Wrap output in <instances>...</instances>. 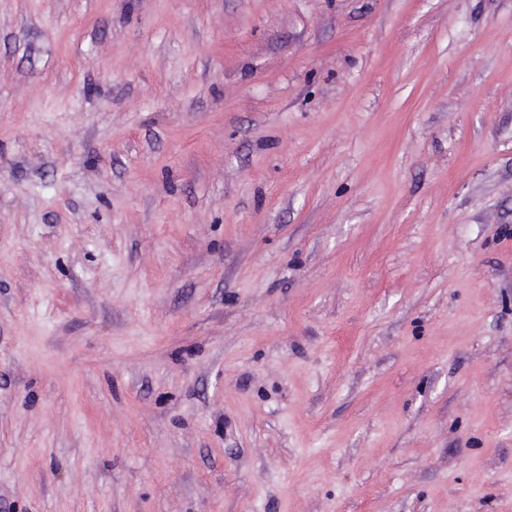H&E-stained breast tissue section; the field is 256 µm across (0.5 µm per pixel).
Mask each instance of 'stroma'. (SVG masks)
Instances as JSON below:
<instances>
[{"label": "stroma", "instance_id": "obj_1", "mask_svg": "<svg viewBox=\"0 0 512 512\" xmlns=\"http://www.w3.org/2000/svg\"><path fill=\"white\" fill-rule=\"evenodd\" d=\"M0 512H512V0H0Z\"/></svg>", "mask_w": 512, "mask_h": 512}]
</instances>
